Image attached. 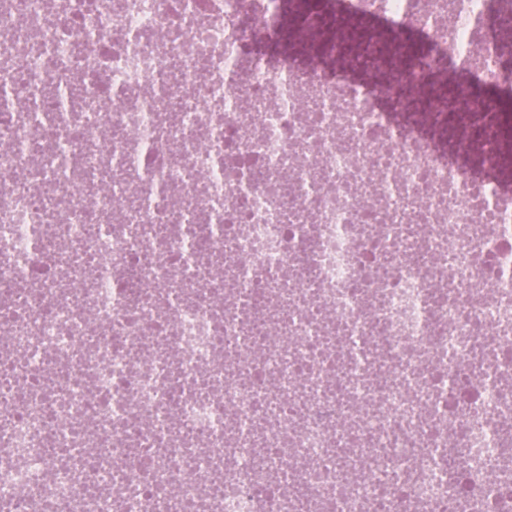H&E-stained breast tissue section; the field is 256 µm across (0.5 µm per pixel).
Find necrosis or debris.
<instances>
[{
    "label": "necrosis or debris",
    "instance_id": "4bbe7bcc",
    "mask_svg": "<svg viewBox=\"0 0 512 512\" xmlns=\"http://www.w3.org/2000/svg\"><path fill=\"white\" fill-rule=\"evenodd\" d=\"M284 4L0 0V512H512V0Z\"/></svg>",
    "mask_w": 512,
    "mask_h": 512
}]
</instances>
